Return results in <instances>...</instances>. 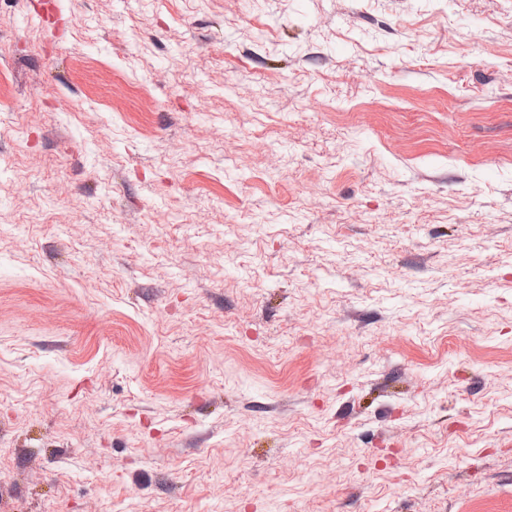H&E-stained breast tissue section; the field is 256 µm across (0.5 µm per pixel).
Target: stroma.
I'll return each mask as SVG.
<instances>
[{
    "label": "stroma",
    "mask_w": 512,
    "mask_h": 512,
    "mask_svg": "<svg viewBox=\"0 0 512 512\" xmlns=\"http://www.w3.org/2000/svg\"><path fill=\"white\" fill-rule=\"evenodd\" d=\"M0 512H512V0H0Z\"/></svg>",
    "instance_id": "stroma-1"
}]
</instances>
